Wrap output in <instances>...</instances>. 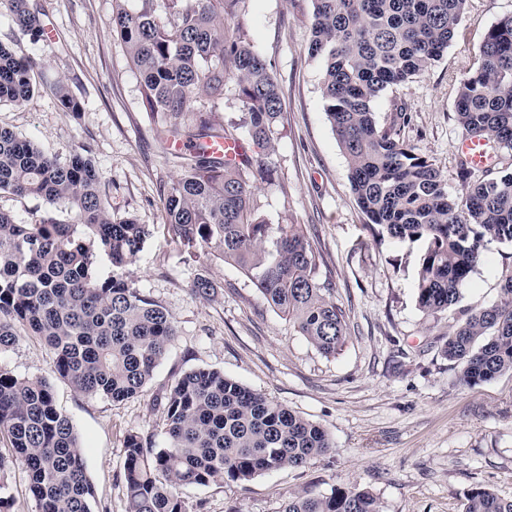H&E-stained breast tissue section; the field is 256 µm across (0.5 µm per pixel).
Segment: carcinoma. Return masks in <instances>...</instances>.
Instances as JSON below:
<instances>
[{
  "label": "carcinoma",
  "instance_id": "carcinoma-1",
  "mask_svg": "<svg viewBox=\"0 0 512 512\" xmlns=\"http://www.w3.org/2000/svg\"><path fill=\"white\" fill-rule=\"evenodd\" d=\"M119 3L112 34L140 76L154 136L186 139L194 153L173 156L181 174L163 195L174 235L197 240L239 269L267 304L325 355L348 341L345 309L317 278L318 256L299 224H270L252 204L254 184L270 180L282 98L267 61L240 34L224 36V18L243 0ZM468 0H312L309 54L321 60L325 113L348 162L350 188L367 223L399 242L425 244L416 278L426 315L453 310L483 260L484 244L512 242V14L488 29L474 66L457 88L461 135L491 145L492 164L472 181L462 157L458 194L435 161L420 156L395 128L381 129L374 106L392 86L425 74L460 36ZM0 15L34 42L44 35L37 0H0ZM36 62L0 42V103L34 91ZM238 88L242 115L232 129L202 109ZM245 134L260 160L217 157L207 143ZM0 191L41 199L38 223L19 224L0 210V351L23 332L53 354L50 370L76 391L122 402L138 396L176 336L173 315L134 287L128 267L143 225L112 218L88 149L61 162L35 141L0 127ZM63 206L73 223L56 216ZM91 232L112 262V277L91 271L93 254L77 227ZM500 300L466 310L448 325L442 355L475 386L512 373V266ZM164 443L138 431L124 442L126 512H193L188 487L242 485L256 476L301 468L335 448L318 424L223 372L191 369L171 384ZM0 433L27 471L36 512H93L94 487L71 421L56 407L48 380L0 369ZM281 512H382L357 483L328 492L288 494ZM463 512H512V499L487 488L466 496Z\"/></svg>",
  "mask_w": 512,
  "mask_h": 512
}]
</instances>
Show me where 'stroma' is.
<instances>
[{"label":"stroma","mask_w":512,"mask_h":512,"mask_svg":"<svg viewBox=\"0 0 512 512\" xmlns=\"http://www.w3.org/2000/svg\"><path fill=\"white\" fill-rule=\"evenodd\" d=\"M50 35L39 42L0 15V42L37 60V89L19 104L0 105V126L67 161L89 149L114 218L145 229L129 271L139 288L173 315L177 334L140 396L123 402L89 397L50 373L51 353L20 335L0 352V367L20 377L49 378L55 404L81 438L95 487L94 512H126L124 439L140 431L162 437V398L194 368L223 371L326 429L334 450L299 469L269 471L244 485L189 487L201 512H280L289 492L329 491L360 483L383 512H462L467 493L488 488L512 498V375L467 386L440 353L448 318L425 315L416 302L421 243L375 235L351 192L347 159L327 119L322 65L308 53L311 0H243L225 19L227 37L247 38L269 63L284 103L270 161L272 180L258 183L254 204L272 224H300L319 256L318 278L331 281L347 314L350 339L339 355L321 354L268 306L247 277L196 241L173 238L161 190L179 168L151 131L140 76L109 28L113 0H40ZM512 13V0H469L454 41L424 75L388 88L375 104L379 126L400 122V136L434 160L456 192L461 137L456 89L488 28ZM64 80L80 104L62 109ZM512 243L491 242L463 292L460 308L500 298ZM215 286L196 296L197 275Z\"/></svg>","instance_id":"35a3bbf8"}]
</instances>
